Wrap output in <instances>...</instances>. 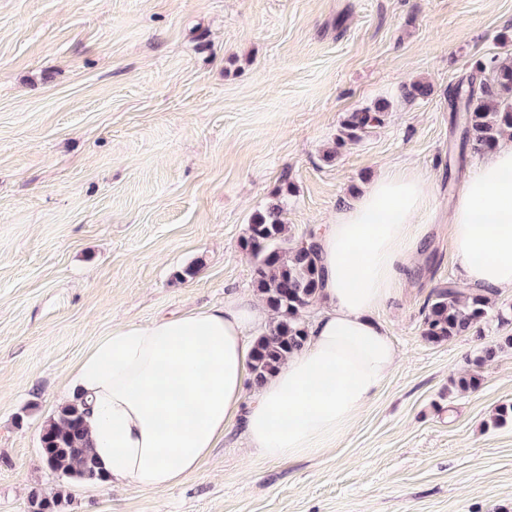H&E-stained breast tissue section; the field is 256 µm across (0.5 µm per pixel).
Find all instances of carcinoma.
Here are the masks:
<instances>
[{
	"label": "carcinoma",
	"mask_w": 512,
	"mask_h": 512,
	"mask_svg": "<svg viewBox=\"0 0 512 512\" xmlns=\"http://www.w3.org/2000/svg\"><path fill=\"white\" fill-rule=\"evenodd\" d=\"M432 86L417 81L401 91L402 98H426ZM457 110L463 113V137L474 148H493L502 137H512V53L476 61L469 75L468 89L455 93ZM391 106L386 99L373 106L348 112L340 123L336 146L360 142ZM241 248L254 261L253 288L265 302L272 318L269 328L257 338L252 371L262 382L272 375L290 354L302 349L308 338L303 312L322 289V271L312 247L291 243L283 207L278 202L254 213ZM491 300L479 290L449 281L436 286L423 307L421 336L430 343H442L477 331L489 314ZM42 455L54 471L82 479L102 480L92 452L85 424V408L71 402L62 406L43 428ZM32 512H61L59 499L31 500Z\"/></svg>",
	"instance_id": "carcinoma-1"
}]
</instances>
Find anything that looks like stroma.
Segmentation results:
<instances>
[{
	"label": "stroma",
	"instance_id": "stroma-1",
	"mask_svg": "<svg viewBox=\"0 0 512 512\" xmlns=\"http://www.w3.org/2000/svg\"><path fill=\"white\" fill-rule=\"evenodd\" d=\"M512 46V0H0V512H512V308L433 344L422 309L460 281L448 208L478 159L453 90ZM430 82L429 98L403 86ZM384 123L335 160L346 113ZM430 177L421 269L377 312L398 364L321 456L285 463L227 433L142 491L51 470L43 427L69 368L126 324L252 292L241 248L275 199L293 241L383 171ZM501 344L485 364L484 347ZM480 384L449 392V380Z\"/></svg>",
	"mask_w": 512,
	"mask_h": 512
}]
</instances>
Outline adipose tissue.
<instances>
[{
  "instance_id": "ef3b65f1",
  "label": "adipose tissue",
  "mask_w": 512,
  "mask_h": 512,
  "mask_svg": "<svg viewBox=\"0 0 512 512\" xmlns=\"http://www.w3.org/2000/svg\"><path fill=\"white\" fill-rule=\"evenodd\" d=\"M432 193L427 177L389 171L342 200L316 235L323 288L308 340L264 383L252 371L270 313L249 293L223 305L99 337L66 377L84 401L98 468L109 483L161 490L196 471L233 429L271 461L322 454L394 371L398 351L376 311L416 263ZM462 278L512 290V138L463 179L448 212Z\"/></svg>"
}]
</instances>
